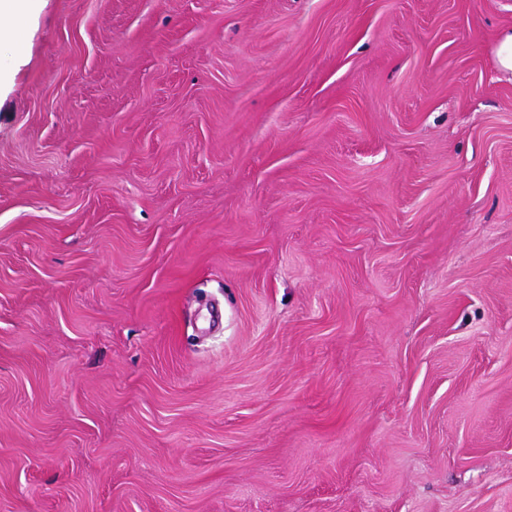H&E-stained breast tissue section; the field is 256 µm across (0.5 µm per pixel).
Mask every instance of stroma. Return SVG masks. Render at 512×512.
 Returning <instances> with one entry per match:
<instances>
[{
    "instance_id": "1",
    "label": "stroma",
    "mask_w": 512,
    "mask_h": 512,
    "mask_svg": "<svg viewBox=\"0 0 512 512\" xmlns=\"http://www.w3.org/2000/svg\"><path fill=\"white\" fill-rule=\"evenodd\" d=\"M20 24L0 512H512V0Z\"/></svg>"
}]
</instances>
